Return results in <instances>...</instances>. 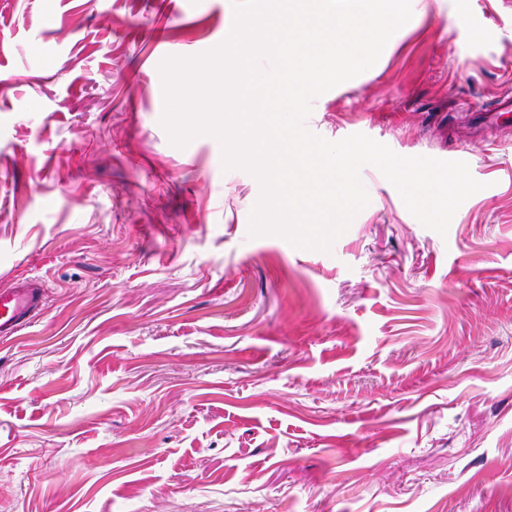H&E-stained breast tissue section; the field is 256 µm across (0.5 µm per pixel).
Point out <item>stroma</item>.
<instances>
[{
	"label": "stroma",
	"instance_id": "35a3bbf8",
	"mask_svg": "<svg viewBox=\"0 0 512 512\" xmlns=\"http://www.w3.org/2000/svg\"><path fill=\"white\" fill-rule=\"evenodd\" d=\"M226 0H0V512H512V0H429L306 121L483 190L446 235L374 167L330 251L251 236L211 135L174 145L159 66ZM45 306L42 281L20 279L0 288V337L14 336Z\"/></svg>",
	"mask_w": 512,
	"mask_h": 512
}]
</instances>
